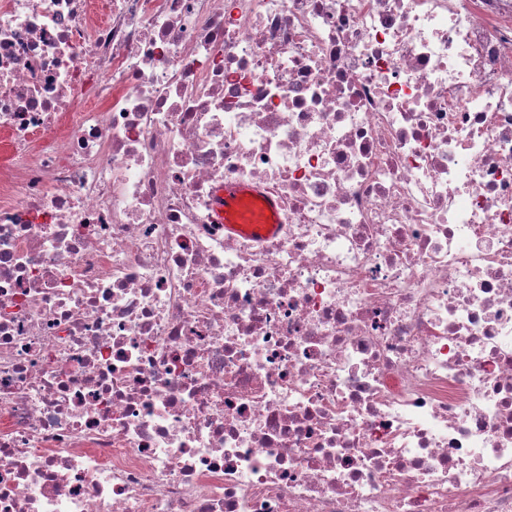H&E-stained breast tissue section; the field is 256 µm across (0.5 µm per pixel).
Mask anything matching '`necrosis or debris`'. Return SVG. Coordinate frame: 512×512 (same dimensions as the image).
<instances>
[{
	"label": "necrosis or debris",
	"mask_w": 512,
	"mask_h": 512,
	"mask_svg": "<svg viewBox=\"0 0 512 512\" xmlns=\"http://www.w3.org/2000/svg\"><path fill=\"white\" fill-rule=\"evenodd\" d=\"M0 132V512H512V0H0Z\"/></svg>",
	"instance_id": "1"
}]
</instances>
